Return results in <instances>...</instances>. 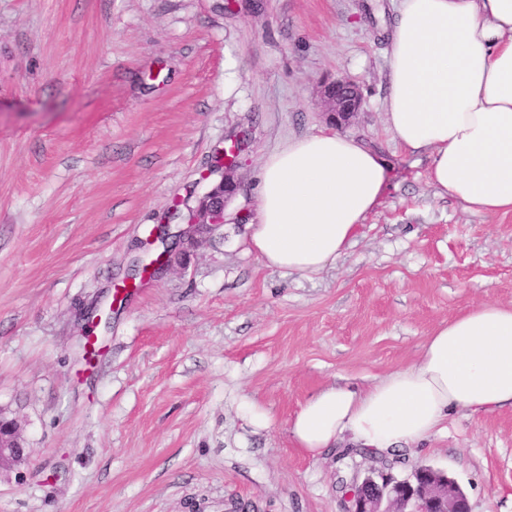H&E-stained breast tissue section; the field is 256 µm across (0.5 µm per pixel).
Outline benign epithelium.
I'll return each mask as SVG.
<instances>
[{"mask_svg":"<svg viewBox=\"0 0 512 512\" xmlns=\"http://www.w3.org/2000/svg\"><path fill=\"white\" fill-rule=\"evenodd\" d=\"M327 111L333 113L336 126L348 122L361 106L359 85L352 79L339 76L324 91ZM236 148H231L224 166L223 191L211 188L189 209L187 228L182 235L193 242L197 235L224 223L226 201L237 191L236 181L230 170L236 163ZM180 254L169 252L166 260L152 261L146 272L157 278ZM23 453L19 426L13 420L0 418V462L10 463ZM343 512H470L466 493L458 482L443 471L420 465L410 474L399 479L386 465L372 467L361 479L353 480V489L346 493Z\"/></svg>","mask_w":512,"mask_h":512,"instance_id":"1","label":"benign epithelium"}]
</instances>
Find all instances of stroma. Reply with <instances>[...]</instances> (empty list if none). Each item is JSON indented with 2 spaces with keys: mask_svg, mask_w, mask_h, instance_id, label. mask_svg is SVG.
<instances>
[{
  "mask_svg": "<svg viewBox=\"0 0 512 512\" xmlns=\"http://www.w3.org/2000/svg\"><path fill=\"white\" fill-rule=\"evenodd\" d=\"M400 0H0V414L25 456L0 468V512H342L379 455L311 457L288 421L320 389L367 387L486 301L512 304V213L474 214L387 127ZM361 90L344 135L391 182L346 254L314 273L248 249L261 161L332 130L322 86ZM247 141L224 224L185 265L115 293L163 251ZM110 308L86 362L82 313ZM270 416L258 429L240 412ZM512 512V407L454 412L393 450Z\"/></svg>",
  "mask_w": 512,
  "mask_h": 512,
  "instance_id": "1",
  "label": "stroma"
}]
</instances>
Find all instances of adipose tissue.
Listing matches in <instances>:
<instances>
[{
	"mask_svg": "<svg viewBox=\"0 0 512 512\" xmlns=\"http://www.w3.org/2000/svg\"><path fill=\"white\" fill-rule=\"evenodd\" d=\"M389 70L387 125L401 148L428 152L431 183L471 212H512V0H401ZM389 172L377 151L337 132L288 142L260 167L251 251L270 267L320 271L379 204ZM506 405L512 306L486 302L370 387L322 389L290 432L313 457L346 434L382 451L430 439L456 409Z\"/></svg>",
	"mask_w": 512,
	"mask_h": 512,
	"instance_id": "ef3b65f1",
	"label": "adipose tissue"
}]
</instances>
